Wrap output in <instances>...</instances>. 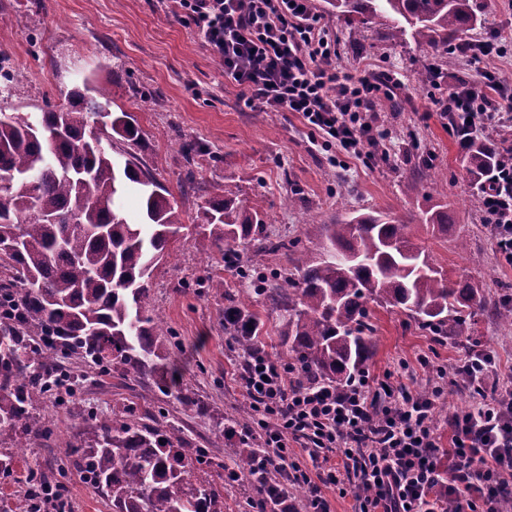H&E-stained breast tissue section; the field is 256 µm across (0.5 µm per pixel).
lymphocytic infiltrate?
<instances>
[{"label": "lymphocytic infiltrate", "mask_w": 512, "mask_h": 512, "mask_svg": "<svg viewBox=\"0 0 512 512\" xmlns=\"http://www.w3.org/2000/svg\"><path fill=\"white\" fill-rule=\"evenodd\" d=\"M174 16L192 25L219 58L224 77L249 107L295 112L311 132L348 156L388 161L375 102L392 97L400 82L370 68H342L336 36L311 0H171ZM470 77L444 84L438 68L429 82L439 91L441 112L459 147L477 131L512 113V82L493 62L512 51L498 34L465 41ZM482 209L495 252L512 263V164L498 170ZM236 382L264 437L259 467L262 496H274L278 512H296L291 485L307 486V512H329L325 485L358 477L368 493L358 512H500L512 486V370L498 371L493 355L469 351L453 370L436 367L431 392L415 389L416 374L399 362L388 379L361 377L339 389L327 383L293 384L292 367L274 361L265 346L241 352ZM468 386L469 407L454 414L447 449L434 432L437 408L449 383ZM297 443L310 459L289 452ZM448 455L439 470V451Z\"/></svg>", "instance_id": "lymphocytic-infiltrate-1"}]
</instances>
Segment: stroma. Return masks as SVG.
Returning a JSON list of instances; mask_svg holds the SVG:
<instances>
[{
	"label": "stroma",
	"instance_id": "stroma-1",
	"mask_svg": "<svg viewBox=\"0 0 512 512\" xmlns=\"http://www.w3.org/2000/svg\"><path fill=\"white\" fill-rule=\"evenodd\" d=\"M476 3L478 21L464 31L465 39L512 33V0ZM328 22L341 46V67L392 71L405 83L378 112L389 133V162L337 161V148L312 135L298 114L247 107L237 87L225 81L220 60L161 0H0V60L20 77L11 96L0 99V109L57 110L67 106L70 90L109 89V111L135 119L141 141L134 152L172 193L187 224L202 202L228 188L237 190L248 212L258 213L268 233L298 240L303 249L316 241L321 225L369 212L398 217L412 225L450 274L468 275L486 308L474 317L472 341L451 336L438 343L399 310L371 305L375 350L365 366L370 378L383 380L386 371L405 360L414 366L416 388L422 391L433 366L455 363L471 348L495 354L499 369L512 368V329L489 312L512 300V264L497 257L479 218L476 189L448 133V118L434 103L435 89L416 79L417 71L432 64L449 81L469 75L467 60L433 55L408 35L395 37L385 21L364 25L332 15ZM187 141L204 149L189 183L181 150ZM427 162L438 178L421 176ZM439 205L448 208L444 234L420 223L424 212ZM242 266L243 273L230 271L219 254L183 240L176 243L173 258L153 272L152 303L174 335L171 358L184 387L204 403L206 416L185 411L157 388L141 389L68 356L63 365L82 372L83 384L75 401L37 409L51 435L48 448L28 449L30 461L52 468L68 449L92 438L88 413L108 418L116 404L131 399L141 409H164L192 445L228 459L239 439L223 431L237 416L242 397L224 328L225 295L257 289L273 273L293 271L284 254L251 250L243 253ZM216 277L223 279L224 292L207 290ZM421 354L429 355V366L419 365Z\"/></svg>",
	"mask_w": 512,
	"mask_h": 512
}]
</instances>
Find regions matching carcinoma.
<instances>
[{
    "label": "carcinoma",
    "mask_w": 512,
    "mask_h": 512,
    "mask_svg": "<svg viewBox=\"0 0 512 512\" xmlns=\"http://www.w3.org/2000/svg\"><path fill=\"white\" fill-rule=\"evenodd\" d=\"M336 16H357L364 25L391 21L395 36L406 30L435 53H448L450 39L474 27V0H328ZM69 107L37 115L0 111V473L11 475L16 457L47 441L34 412L61 387L71 394L77 379L59 359L76 354L102 372L138 382L154 379L186 409L204 408L183 392L171 365L160 316L150 309L151 279L172 240L179 237L181 211L171 193L135 156L117 164L114 142L140 143L128 113L112 117L79 90ZM46 157L34 178L29 174ZM512 151L476 137L464 153L467 172L483 194ZM144 199V222L131 224L115 208L128 191ZM84 224L85 233L68 231ZM264 229L236 193L198 207L193 245L234 256ZM260 248L283 250L295 273L276 288H257L272 308L286 312L283 337L292 364L314 379L343 388L361 373L373 346L368 303L397 308L435 336L469 333L484 308L477 289L452 279L429 250L413 242L409 225L388 215L362 213L321 225L314 246L297 255L298 242L262 239ZM94 437L67 452L45 471L30 467L15 479L19 506L0 500V512H43L55 491L54 512H71L57 474L75 473L95 489L112 512H224V494L198 480L206 465L224 470L189 445L161 411L125 405L110 419L90 415ZM259 449L244 441L233 449L238 472L253 473Z\"/></svg>",
    "instance_id": "1"
}]
</instances>
